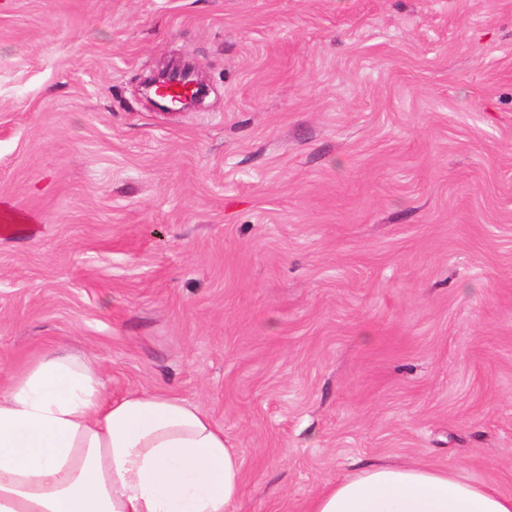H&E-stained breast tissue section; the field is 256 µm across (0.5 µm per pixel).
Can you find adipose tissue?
Instances as JSON below:
<instances>
[{
  "label": "adipose tissue",
  "instance_id": "1",
  "mask_svg": "<svg viewBox=\"0 0 512 512\" xmlns=\"http://www.w3.org/2000/svg\"><path fill=\"white\" fill-rule=\"evenodd\" d=\"M242 461L178 397L105 391L89 360L48 350L0 383V512H239ZM305 512H512V496L425 465L371 462Z\"/></svg>",
  "mask_w": 512,
  "mask_h": 512
}]
</instances>
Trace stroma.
Segmentation results:
<instances>
[{
    "mask_svg": "<svg viewBox=\"0 0 512 512\" xmlns=\"http://www.w3.org/2000/svg\"><path fill=\"white\" fill-rule=\"evenodd\" d=\"M0 201V374L197 405L239 512L367 460L512 495V0H0Z\"/></svg>",
    "mask_w": 512,
    "mask_h": 512,
    "instance_id": "1",
    "label": "stroma"
}]
</instances>
